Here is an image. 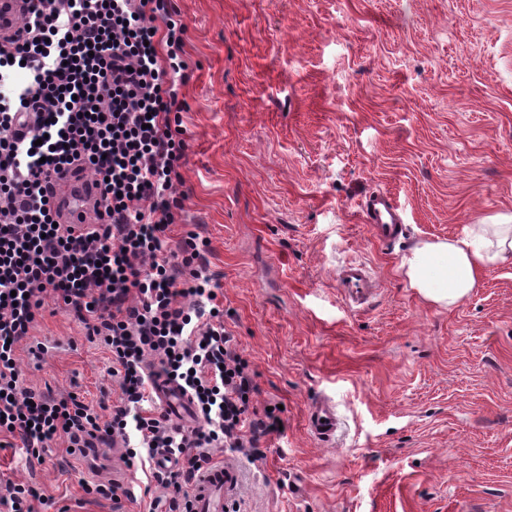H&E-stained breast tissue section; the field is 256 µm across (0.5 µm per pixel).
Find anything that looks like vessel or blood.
I'll return each mask as SVG.
<instances>
[{
	"label": "vessel or blood",
	"instance_id": "obj_1",
	"mask_svg": "<svg viewBox=\"0 0 512 512\" xmlns=\"http://www.w3.org/2000/svg\"><path fill=\"white\" fill-rule=\"evenodd\" d=\"M28 7L26 0H0V42L22 41L27 31L22 17ZM61 186L53 199L63 224H94L98 221L97 190L87 172L67 170L56 174ZM366 224L374 238L383 244L393 242L401 233L397 206L383 192L370 195L363 204ZM336 286L346 301L363 302L375 293L378 280L366 265L346 264L336 275ZM155 391L163 406L175 419H182L190 406L188 397L173 383L158 381ZM310 431L322 442L336 439L339 418L330 402L320 401L311 407L307 417ZM237 485V474L230 467L207 469L197 478L190 498V512H226L227 502Z\"/></svg>",
	"mask_w": 512,
	"mask_h": 512
}]
</instances>
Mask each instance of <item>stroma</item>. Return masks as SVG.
Segmentation results:
<instances>
[{
  "label": "stroma",
  "mask_w": 512,
  "mask_h": 512,
  "mask_svg": "<svg viewBox=\"0 0 512 512\" xmlns=\"http://www.w3.org/2000/svg\"><path fill=\"white\" fill-rule=\"evenodd\" d=\"M187 144L176 234L210 242L224 325L252 364L256 407L281 406L261 456L234 467L239 512H512V263L458 305L424 302L399 263L419 241L512 214V0H172ZM386 192L404 232L376 241L360 205ZM379 280L368 308L345 262ZM26 383L111 407L112 359L46 300L17 350ZM327 396L335 443L309 430ZM40 512H147L143 474L105 444L42 463L0 450ZM119 480L138 500L86 495ZM336 286L350 304H360L379 288L374 273L362 263L346 264L336 275Z\"/></svg>",
  "instance_id": "35a3bbf8"
}]
</instances>
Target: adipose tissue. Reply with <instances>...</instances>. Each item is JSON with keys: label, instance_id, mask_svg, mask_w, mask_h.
Listing matches in <instances>:
<instances>
[{"label": "adipose tissue", "instance_id": "obj_1", "mask_svg": "<svg viewBox=\"0 0 512 512\" xmlns=\"http://www.w3.org/2000/svg\"><path fill=\"white\" fill-rule=\"evenodd\" d=\"M512 262V217L468 225L462 236L417 243L399 268L426 301L453 306L477 288L489 269Z\"/></svg>", "mask_w": 512, "mask_h": 512}]
</instances>
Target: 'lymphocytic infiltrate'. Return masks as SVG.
I'll return each mask as SVG.
<instances>
[{
	"label": "lymphocytic infiltrate",
	"mask_w": 512,
	"mask_h": 512,
	"mask_svg": "<svg viewBox=\"0 0 512 512\" xmlns=\"http://www.w3.org/2000/svg\"><path fill=\"white\" fill-rule=\"evenodd\" d=\"M28 3L27 38L0 46V435L30 461L60 439L82 453L121 443L126 468L164 490L149 512H188L212 449L255 444L282 418L251 409L253 371L204 272L208 240L170 242L183 212L185 26L171 0ZM72 165L94 177L107 223H58L51 181ZM48 297L110 352L109 415L26 386L17 350ZM159 377L189 397L193 429L159 406ZM160 448L171 466L156 463Z\"/></svg>",
	"instance_id": "obj_1"
}]
</instances>
